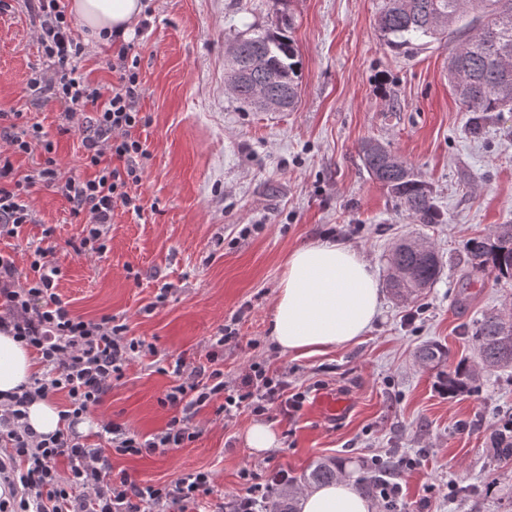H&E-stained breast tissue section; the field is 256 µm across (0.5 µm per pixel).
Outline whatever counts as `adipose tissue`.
<instances>
[{
  "label": "adipose tissue",
  "instance_id": "obj_1",
  "mask_svg": "<svg viewBox=\"0 0 512 512\" xmlns=\"http://www.w3.org/2000/svg\"><path fill=\"white\" fill-rule=\"evenodd\" d=\"M69 10L88 39L128 37L139 22L141 0H71ZM381 288L354 248L331 241L295 250L277 286L273 339L282 353L313 355L354 342L371 328ZM36 370L29 349L0 333V395L28 384ZM299 512H375L376 507L342 477L298 495Z\"/></svg>",
  "mask_w": 512,
  "mask_h": 512
}]
</instances>
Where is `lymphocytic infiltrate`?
<instances>
[{
    "label": "lymphocytic infiltrate",
    "mask_w": 512,
    "mask_h": 512,
    "mask_svg": "<svg viewBox=\"0 0 512 512\" xmlns=\"http://www.w3.org/2000/svg\"><path fill=\"white\" fill-rule=\"evenodd\" d=\"M29 5L38 21L44 58L28 81L30 104L38 109L45 102H59L69 119L86 106H95L94 122L82 138L83 162L92 173L61 177L54 146L41 138L39 125H21L17 113L0 112V132L10 146L0 152V235L19 236L32 223L28 196L31 188L42 184L65 197L74 214L88 217L74 252L101 254L107 250L115 209L135 214L143 209L138 188L147 150L133 131L148 118L136 107L138 57L131 43H119L111 63L117 83L110 95H102L84 68L85 50L63 0H29ZM35 152L41 155L37 168L16 178L14 156ZM60 274L52 245L32 250L29 272L23 277L12 257L0 255V331L30 348L42 366L29 385L9 395L7 407L0 408V447L7 451L0 457V512H208L213 493L209 472L184 473L165 485H140L127 476H113L111 454H152L181 447L194 437L189 420L219 395L224 398L225 417L247 409L271 419L301 410L306 392H289L287 373L261 363L251 365L242 389H229L218 354L235 337L227 325L213 339L208 364L193 367L183 356H169L174 383L162 402L179 414L165 429L141 437L104 421L98 430L104 447L86 444L73 433V426L102 402L144 343L128 338L127 324L115 317L87 320L72 313L57 291ZM59 393L65 396L58 408L63 429L36 434L24 421L27 404ZM63 461L68 464L64 474L59 471ZM241 478L245 493L222 502L223 512H269L273 488L287 484L289 474L273 466L266 469L263 481H256L247 469Z\"/></svg>",
    "instance_id": "lymphocytic-infiltrate-1"
}]
</instances>
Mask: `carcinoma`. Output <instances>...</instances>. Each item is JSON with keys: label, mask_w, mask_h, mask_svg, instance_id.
Here are the masks:
<instances>
[{"label": "carcinoma", "mask_w": 512, "mask_h": 512, "mask_svg": "<svg viewBox=\"0 0 512 512\" xmlns=\"http://www.w3.org/2000/svg\"><path fill=\"white\" fill-rule=\"evenodd\" d=\"M294 17L281 18L274 29H259L231 41L224 53V86L239 102L264 109L255 87L264 85L278 98L281 111H292L298 100L297 49L290 36ZM377 28L384 41L399 50L431 38L448 42L462 31L472 34L459 40L448 56L451 90L471 113L470 130L477 134L488 114L512 110V0H383ZM360 154L368 173L387 188L408 213L422 224H440L442 217L429 186L416 178L412 168L382 143L366 139ZM467 251L476 270L491 269L499 280H512V224H499L490 233L468 242ZM390 287L408 299L433 284L441 271L437 254L427 255L403 240L390 257ZM479 363L487 370L512 366V317L485 314L470 330ZM476 381L475 367L461 359L442 375V386L454 394ZM499 459L512 460V417L503 418L493 433ZM391 474L379 463L362 478L374 488ZM336 479V466L318 462L304 480L326 484Z\"/></svg>", "instance_id": "cac0c4a2"}]
</instances>
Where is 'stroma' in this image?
<instances>
[{
  "label": "stroma",
  "mask_w": 512,
  "mask_h": 512,
  "mask_svg": "<svg viewBox=\"0 0 512 512\" xmlns=\"http://www.w3.org/2000/svg\"><path fill=\"white\" fill-rule=\"evenodd\" d=\"M150 25L133 33L149 118L135 135L148 157L139 187L141 215L116 209L103 256L69 247L87 220L61 195L34 188L37 221L20 237H0V252L27 271L29 244L44 229L62 267L58 292L74 314L112 315L132 337L154 346L126 368L111 392L77 426L96 443L98 424L161 431L176 411L161 400L172 379L159 356L207 362L211 338L234 323L224 345V378L240 386L248 366L287 370L292 389L319 385L348 396L351 412L325 419L314 399L290 418L271 419L275 448L244 441L250 411L227 420L218 402L190 421L195 440L166 453L113 455V473L163 485L180 474L210 472L215 496L242 493L240 473L287 468L295 490L321 460L352 479L373 458L395 457L394 480L406 512H512V461L494 456L490 437L512 413V368L480 371L455 397L438 374L476 360L467 330L489 312L512 313V281L470 271L467 243L512 224V112L490 113L481 137L448 86V47L435 40L394 51L376 19L382 0H143ZM294 17L299 101L291 112L243 108L224 88V52L239 33L274 27L281 9ZM31 16L0 13V110L40 124L56 145L62 176L85 174L82 129L93 117L65 119L59 104L31 108L28 79L42 65ZM385 144L433 191L443 221L422 224L373 180L359 157L363 140ZM423 239L441 261L436 282L414 300L385 283L387 254L399 239ZM356 249L382 283V308L357 341L323 354H283L272 338L273 306L289 255L321 241ZM164 302H157L159 292ZM152 313H145V306ZM439 344L442 363L419 350Z\"/></svg>",
  "instance_id": "1"
}]
</instances>
